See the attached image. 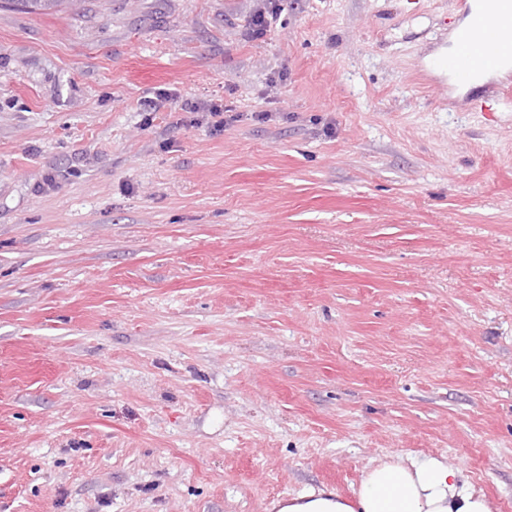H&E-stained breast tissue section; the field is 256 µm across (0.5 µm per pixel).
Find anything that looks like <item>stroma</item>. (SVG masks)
Masks as SVG:
<instances>
[{"mask_svg": "<svg viewBox=\"0 0 512 512\" xmlns=\"http://www.w3.org/2000/svg\"><path fill=\"white\" fill-rule=\"evenodd\" d=\"M463 20L0 0V512H269L399 456L512 512V97L443 94ZM179 108L185 112H208L210 117L215 119L212 121V126L215 129H222L226 124V115L224 112H232V109L227 105L223 106L222 104H218L216 102H211L207 104H203L202 106L198 103L187 102L184 105H180ZM225 116V117H223Z\"/></svg>", "mask_w": 512, "mask_h": 512, "instance_id": "obj_1", "label": "stroma"}]
</instances>
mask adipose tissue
<instances>
[{
	"mask_svg": "<svg viewBox=\"0 0 512 512\" xmlns=\"http://www.w3.org/2000/svg\"><path fill=\"white\" fill-rule=\"evenodd\" d=\"M279 512H490L485 495L459 469L436 458L372 465L352 500L328 488L295 496Z\"/></svg>",
	"mask_w": 512,
	"mask_h": 512,
	"instance_id": "adipose-tissue-1",
	"label": "adipose tissue"
}]
</instances>
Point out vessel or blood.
<instances>
[{"label": "vessel or blood", "instance_id": "obj_1", "mask_svg": "<svg viewBox=\"0 0 512 512\" xmlns=\"http://www.w3.org/2000/svg\"><path fill=\"white\" fill-rule=\"evenodd\" d=\"M467 20L455 28V53L436 61L448 88H467L488 78L501 93L512 90V0H463Z\"/></svg>", "mask_w": 512, "mask_h": 512}]
</instances>
